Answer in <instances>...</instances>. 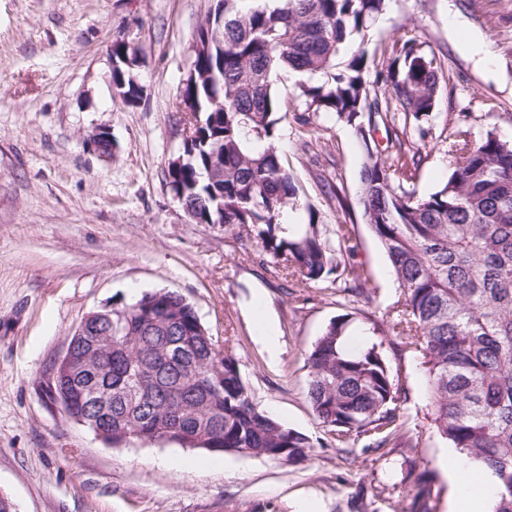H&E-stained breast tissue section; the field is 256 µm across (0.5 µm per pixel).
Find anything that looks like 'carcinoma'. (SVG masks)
Listing matches in <instances>:
<instances>
[{
    "label": "carcinoma",
    "instance_id": "1",
    "mask_svg": "<svg viewBox=\"0 0 512 512\" xmlns=\"http://www.w3.org/2000/svg\"><path fill=\"white\" fill-rule=\"evenodd\" d=\"M386 2L216 0L210 38L200 36L182 91L201 126L182 141L188 164L167 169V179L200 223L237 224L297 283L358 298L369 278L344 225L337 224L333 246L313 206L306 205L307 221H290L298 190L277 144L271 87L281 71L317 77L303 89L307 109L348 123L366 110L385 124L397 103L404 125L390 127L384 149L365 147L358 196L361 219L403 295L388 316L420 359L435 432L495 476L492 512H512V144L493 131L472 140L461 130L448 143V177L439 188L418 196L396 184L421 163L441 65L407 41L388 61L391 94L382 98L367 84L364 43ZM112 62L118 92L128 102L142 99L138 47L116 37ZM113 322L117 336L108 335ZM351 323L350 313L336 316L313 346L307 398L336 447L355 436L387 448L405 427V392L383 344L348 345ZM70 342L72 360L56 367L49 394L73 419L92 416L114 447L174 443L291 464L313 448L257 407L234 354L217 347L177 292L146 293L112 309L110 320L88 321ZM432 495V480L420 477L409 512H429Z\"/></svg>",
    "mask_w": 512,
    "mask_h": 512
}]
</instances>
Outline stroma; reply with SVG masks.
Instances as JSON below:
<instances>
[{"label":"stroma","mask_w":512,"mask_h":512,"mask_svg":"<svg viewBox=\"0 0 512 512\" xmlns=\"http://www.w3.org/2000/svg\"><path fill=\"white\" fill-rule=\"evenodd\" d=\"M213 0H0V495L16 512H402L422 471L435 480L433 512H454L441 469L448 444L433 429L425 377L410 350L385 345L408 432L398 447L362 440L337 448L306 397L308 356L342 314L332 288L294 286L238 228L198 224L167 180L181 148L178 110L194 60L193 40ZM125 32L141 49L144 95L127 103L112 84V41ZM415 39L445 68L423 161L406 187L426 195L448 176L457 131L512 141V0H389L370 33L369 81L393 48ZM308 77L274 80L279 144L300 201L319 211L323 237H336L337 187L352 242L365 263L369 298L354 334L373 341L391 329L400 298L390 262L359 218V172L367 115L357 125L332 112L306 113ZM112 138L111 158L88 144ZM168 289L183 295L208 332L233 352L254 402L308 436L309 457L280 460L211 453L177 444H105L67 418L46 382L82 318ZM276 330L268 349L262 325ZM177 467L164 466V459Z\"/></svg>","instance_id":"1"}]
</instances>
